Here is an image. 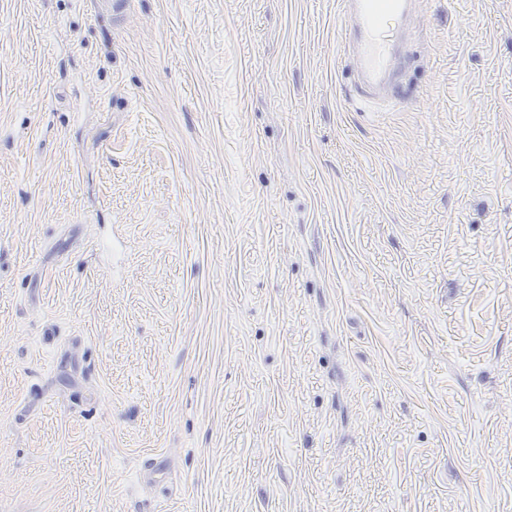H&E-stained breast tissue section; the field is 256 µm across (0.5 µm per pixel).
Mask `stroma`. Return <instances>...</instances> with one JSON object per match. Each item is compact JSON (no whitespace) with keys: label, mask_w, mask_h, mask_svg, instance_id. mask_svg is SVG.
I'll list each match as a JSON object with an SVG mask.
<instances>
[{"label":"stroma","mask_w":512,"mask_h":512,"mask_svg":"<svg viewBox=\"0 0 512 512\" xmlns=\"http://www.w3.org/2000/svg\"><path fill=\"white\" fill-rule=\"evenodd\" d=\"M0 0V497L512 512V0ZM341 17L345 31L357 33L355 58L361 86L369 95L377 90L399 94L394 81L402 70L406 57L407 31L415 0H341ZM390 18L400 28V38L391 43L379 41L377 31Z\"/></svg>","instance_id":"obj_1"}]
</instances>
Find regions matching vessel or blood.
Here are the masks:
<instances>
[{"label":"vessel or blood","instance_id":"obj_1","mask_svg":"<svg viewBox=\"0 0 512 512\" xmlns=\"http://www.w3.org/2000/svg\"><path fill=\"white\" fill-rule=\"evenodd\" d=\"M342 26L355 29V58L360 83L366 91L390 90L406 57V38L379 41L377 31L384 20L408 30L415 0H341Z\"/></svg>","mask_w":512,"mask_h":512}]
</instances>
